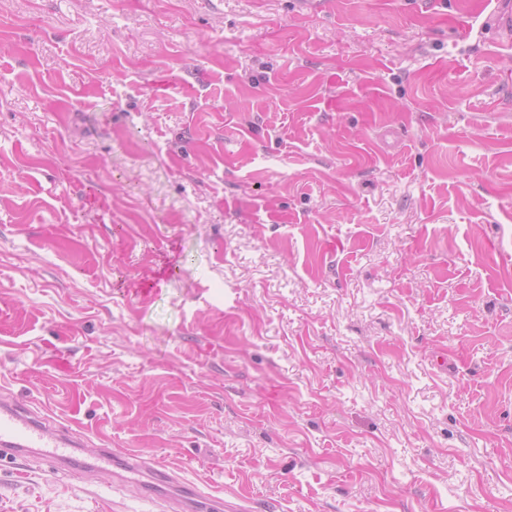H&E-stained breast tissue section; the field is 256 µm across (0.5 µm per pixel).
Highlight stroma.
Instances as JSON below:
<instances>
[{
    "mask_svg": "<svg viewBox=\"0 0 512 512\" xmlns=\"http://www.w3.org/2000/svg\"><path fill=\"white\" fill-rule=\"evenodd\" d=\"M479 0H0V392L277 512H512V49Z\"/></svg>",
    "mask_w": 512,
    "mask_h": 512,
    "instance_id": "1",
    "label": "stroma"
}]
</instances>
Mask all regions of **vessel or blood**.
Masks as SVG:
<instances>
[{"instance_id":"obj_1","label":"vessel or blood","mask_w":512,"mask_h":512,"mask_svg":"<svg viewBox=\"0 0 512 512\" xmlns=\"http://www.w3.org/2000/svg\"><path fill=\"white\" fill-rule=\"evenodd\" d=\"M81 445L70 429L57 426L47 416L15 403H0L1 460L14 462L32 451L62 470L69 464L70 449ZM111 445L108 436H100L99 463L111 467L113 477L122 482L132 475L142 476L144 497L164 502L169 512H251L235 493H202L194 485L178 482L168 465L148 462L139 451L113 452Z\"/></svg>"}]
</instances>
